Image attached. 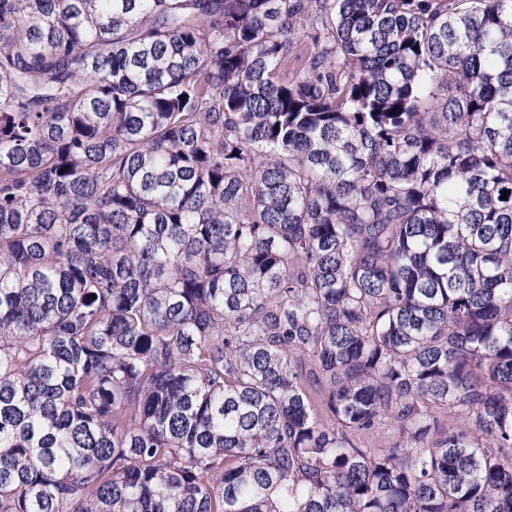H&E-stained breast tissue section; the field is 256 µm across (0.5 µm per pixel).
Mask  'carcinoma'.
<instances>
[{
    "label": "carcinoma",
    "mask_w": 512,
    "mask_h": 512,
    "mask_svg": "<svg viewBox=\"0 0 512 512\" xmlns=\"http://www.w3.org/2000/svg\"><path fill=\"white\" fill-rule=\"evenodd\" d=\"M0 512H512V0H0Z\"/></svg>",
    "instance_id": "1"
}]
</instances>
